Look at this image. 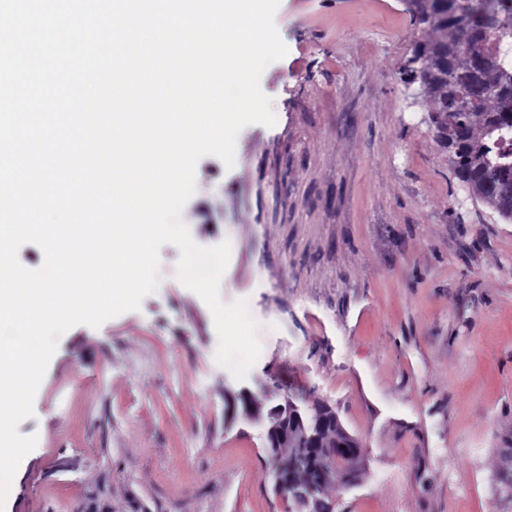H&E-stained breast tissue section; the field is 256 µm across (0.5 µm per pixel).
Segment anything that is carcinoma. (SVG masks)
<instances>
[{
	"instance_id": "cac0c4a2",
	"label": "carcinoma",
	"mask_w": 512,
	"mask_h": 512,
	"mask_svg": "<svg viewBox=\"0 0 512 512\" xmlns=\"http://www.w3.org/2000/svg\"><path fill=\"white\" fill-rule=\"evenodd\" d=\"M407 2L418 24L435 33L413 55L427 62L420 82L436 141L468 194L512 220V0ZM288 400L268 410V427L300 430L298 406L321 446L334 444L339 417L328 403ZM266 446L273 469L292 464L293 449Z\"/></svg>"
}]
</instances>
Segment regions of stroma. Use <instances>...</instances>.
<instances>
[{
    "label": "stroma",
    "instance_id": "obj_1",
    "mask_svg": "<svg viewBox=\"0 0 512 512\" xmlns=\"http://www.w3.org/2000/svg\"><path fill=\"white\" fill-rule=\"evenodd\" d=\"M275 24L276 123L239 132L233 168L202 157L181 215L229 242L220 297L259 359L241 381L216 363L161 246L139 310L60 338L10 512H286L264 423L227 409L243 391L325 400L363 441L340 512H512V222L460 187L404 81L431 32L403 0H280Z\"/></svg>",
    "mask_w": 512,
    "mask_h": 512
}]
</instances>
